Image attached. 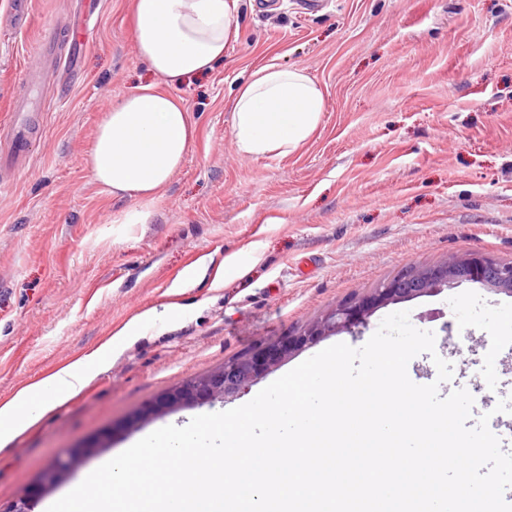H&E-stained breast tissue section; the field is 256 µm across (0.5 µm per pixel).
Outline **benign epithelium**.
<instances>
[{
    "mask_svg": "<svg viewBox=\"0 0 512 512\" xmlns=\"http://www.w3.org/2000/svg\"><path fill=\"white\" fill-rule=\"evenodd\" d=\"M464 279L476 280L493 291L512 296L511 263L476 254L451 256L439 264L416 269L409 274H399L384 287L366 296L337 304L297 335L261 346L247 356L206 374L201 381L177 386L157 399L151 411L167 412L178 407H193L214 399L236 396L294 352L324 337L342 331L350 332L365 325L375 309ZM95 449L96 445L89 443L66 450L44 474L43 483L50 485L57 482L68 474L80 458Z\"/></svg>",
    "mask_w": 512,
    "mask_h": 512,
    "instance_id": "obj_1",
    "label": "benign epithelium"
}]
</instances>
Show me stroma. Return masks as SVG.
I'll use <instances>...</instances> for the list:
<instances>
[{"label":"stroma","instance_id":"1","mask_svg":"<svg viewBox=\"0 0 512 512\" xmlns=\"http://www.w3.org/2000/svg\"><path fill=\"white\" fill-rule=\"evenodd\" d=\"M131 0H0V402L103 344L86 386L0 444V512L71 491L100 458L192 415L251 401L338 343L362 347L389 314L435 335L408 364L440 396L499 369L475 396L492 423L512 399V296L459 282L378 308L364 327L321 339L238 395L141 418L183 380L297 334L326 310L400 271L482 253L512 262V0H240L238 33L212 71L174 88L197 123L181 170L146 224H116L120 203L83 155L104 108L151 82L133 40ZM53 27L52 56L36 47ZM91 32L70 47L74 30ZM306 70L326 112L286 158H244L224 102L268 60ZM40 74L39 129L26 157L5 154L13 99ZM152 312L137 335L119 331ZM98 440L57 483L41 476L65 449Z\"/></svg>","mask_w":512,"mask_h":512}]
</instances>
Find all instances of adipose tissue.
Here are the masks:
<instances>
[{
    "label": "adipose tissue",
    "mask_w": 512,
    "mask_h": 512,
    "mask_svg": "<svg viewBox=\"0 0 512 512\" xmlns=\"http://www.w3.org/2000/svg\"><path fill=\"white\" fill-rule=\"evenodd\" d=\"M237 0H133V36L155 75L108 104L84 154L92 179L115 200L136 207L113 216L116 224H146L152 206L180 171L195 136V122L172 93L187 78L212 71L236 35ZM231 140L241 156L286 158L321 124V86L298 67L269 62L250 71L229 95ZM98 349L0 405V442L30 426L53 404L78 393Z\"/></svg>",
    "instance_id": "adipose-tissue-1"
}]
</instances>
